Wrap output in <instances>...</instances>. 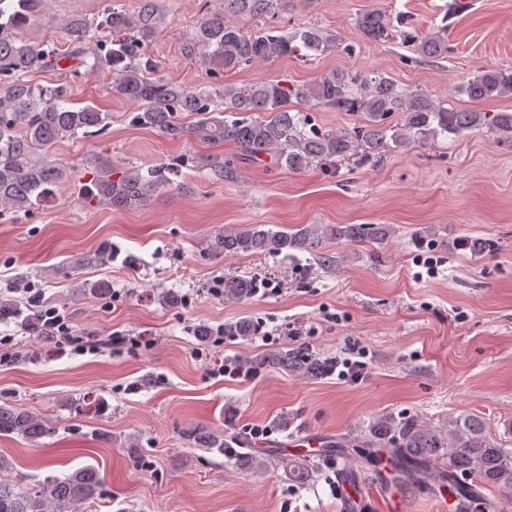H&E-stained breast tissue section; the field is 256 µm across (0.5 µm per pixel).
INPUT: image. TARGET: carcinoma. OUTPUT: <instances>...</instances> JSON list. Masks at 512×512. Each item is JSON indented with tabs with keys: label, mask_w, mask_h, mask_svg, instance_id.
<instances>
[{
	"label": "carcinoma",
	"mask_w": 512,
	"mask_h": 512,
	"mask_svg": "<svg viewBox=\"0 0 512 512\" xmlns=\"http://www.w3.org/2000/svg\"><path fill=\"white\" fill-rule=\"evenodd\" d=\"M48 0H0V214L18 215L52 196L70 179V168L55 161H34L32 155L58 142L100 135L111 116L92 105L70 107L66 83L33 85L30 74L60 68L64 59L104 71L112 93L134 105L129 122L153 129L171 140H194L211 146L230 142L234 156L213 160L210 171L222 179L233 173L235 162L245 159L270 167L304 171L315 163L336 165L358 153L376 158L412 142L440 136L459 138L484 128L512 141L511 112L458 110L423 90L404 89L382 73L361 74L332 70L309 83L265 79L226 84L222 89L189 88L160 74V65L148 49L155 39L160 18L156 0H139L138 11L128 14L109 4L101 19L70 18L63 28L73 49L60 53L50 43L34 45L18 32L39 19ZM294 0H223V8L200 20L189 54H203L209 72L230 71L253 63L292 58L309 62L333 54L337 38L315 28L288 32L266 19L277 10H289ZM255 22L247 29L242 21ZM359 34L371 42H386L402 30L394 19L377 9L365 10L355 19ZM404 42L423 59L448 56V31L434 37L404 35ZM454 93L471 100L512 96V69L481 70L456 86ZM331 108L359 113L352 128L326 129L314 122L301 106ZM193 118L189 125L179 116ZM396 120H391L392 116ZM191 157L184 154L161 166L115 165L91 158L92 176L83 181L85 203L115 208H144L157 192L172 183ZM394 234L389 224H302L280 230L268 224H247L216 233L209 252L220 255L264 253L294 257L309 253L322 265H336V257L323 251L328 239L382 244ZM255 281L238 276L224 279V300L248 299ZM83 294L97 299L112 297V284L98 280L85 284ZM21 316L16 303L0 299V323ZM260 325L242 318L224 324V337L249 343ZM261 365L316 379L326 362L305 348L281 349L259 358ZM47 417L11 402L0 403V436H17L38 444L51 435ZM194 444L219 453L234 448L240 464L261 475L267 461L239 452L248 437L225 431L192 430ZM341 454L356 456L382 467L392 481L420 491H435L432 482L441 477L448 492L457 497L456 512H478L479 490L495 488L512 501V448L492 439L481 420L466 416L448 424L434 425L415 418L385 414L374 418L352 438L336 442ZM288 477L303 482L307 464L299 459L277 457ZM105 478L93 466H84L59 478L52 477L30 490L0 481V512H76L78 506L97 500Z\"/></svg>",
	"instance_id": "obj_1"
}]
</instances>
